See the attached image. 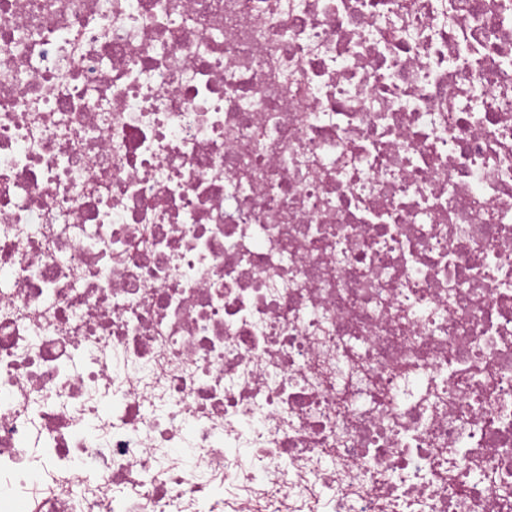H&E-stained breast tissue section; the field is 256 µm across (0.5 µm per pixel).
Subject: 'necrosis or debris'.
<instances>
[{"label":"necrosis or debris","instance_id":"necrosis-or-debris-1","mask_svg":"<svg viewBox=\"0 0 512 512\" xmlns=\"http://www.w3.org/2000/svg\"><path fill=\"white\" fill-rule=\"evenodd\" d=\"M512 512V0H0V512Z\"/></svg>","mask_w":512,"mask_h":512}]
</instances>
